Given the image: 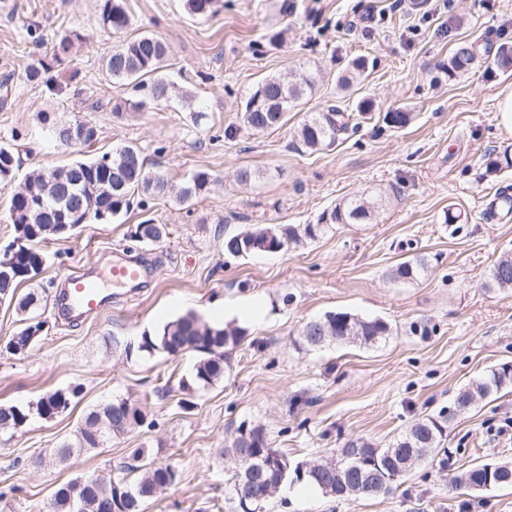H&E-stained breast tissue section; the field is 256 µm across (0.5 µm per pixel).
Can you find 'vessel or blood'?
<instances>
[{
	"label": "vessel or blood",
	"mask_w": 512,
	"mask_h": 512,
	"mask_svg": "<svg viewBox=\"0 0 512 512\" xmlns=\"http://www.w3.org/2000/svg\"><path fill=\"white\" fill-rule=\"evenodd\" d=\"M148 276L146 267L127 261L118 260L105 270H90L69 275L60 295L61 307L76 317L98 314L110 304L112 296L104 290L105 282L119 287L136 288Z\"/></svg>",
	"instance_id": "1"
}]
</instances>
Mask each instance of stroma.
<instances>
[{"label":"stroma","mask_w":512,"mask_h":512,"mask_svg":"<svg viewBox=\"0 0 512 512\" xmlns=\"http://www.w3.org/2000/svg\"><path fill=\"white\" fill-rule=\"evenodd\" d=\"M131 24L118 36L97 23L99 0H8L0 7V145L17 151L16 183L33 170L75 160L41 117L74 114L97 129L93 155L137 146L153 169L180 185L200 171L213 180L192 205L170 194H134L109 224H87L46 246L37 282L22 285L45 322L24 355L0 349V404L24 405L58 390H78L54 419L0 433V512H46L54 491L85 472L106 473L143 449L148 461L181 474L177 487L147 512H233L221 459L226 430L263 426L291 463L330 456L349 441L387 447L414 420L450 407L457 391L490 367L512 362V288L487 287L498 258L512 253V216L487 207L512 167L490 173L486 156L512 152L498 123L497 94L512 70L493 63L512 45V0H220L214 14L191 17L184 0H125ZM82 36L59 63L52 45ZM150 33L169 48L164 74L177 87L166 102L137 109L142 94L107 77L102 59L120 37ZM479 56L465 74L444 67L461 42ZM366 69L349 89L338 76L353 60ZM44 69L28 81L30 66ZM317 83L287 124L254 132L240 119L244 102L267 76L293 80L300 69ZM372 100V112L359 105ZM121 112H114V105ZM334 105L354 129L311 152L296 130ZM410 120L392 126L386 113ZM251 172L240 182L239 171ZM377 202L369 223L334 224L318 239L277 252L226 254L224 239L254 224H314L353 196ZM457 216L445 221L446 213ZM165 225L158 242H136L143 219ZM146 256L154 276L136 296L116 294L100 314L68 323L53 298L63 279L86 264ZM425 259L426 276L393 280L398 263ZM329 311L379 318L390 327L373 347L332 343L313 349L304 325ZM203 321L225 313L246 333L230 371L207 389L194 380L196 357L125 347L186 313ZM146 404L147 425L75 453L54 456L92 408L116 398ZM192 408H185V401ZM512 417V392L477 402L448 428L458 466L511 461L512 437L497 429ZM512 512V488L452 490L426 464L391 495L331 498L284 482L267 512Z\"/></svg>","instance_id":"stroma-1"}]
</instances>
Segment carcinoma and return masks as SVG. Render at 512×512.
Returning a JSON list of instances; mask_svg holds the SVG:
<instances>
[{
	"label": "carcinoma",
	"mask_w": 512,
	"mask_h": 512,
	"mask_svg": "<svg viewBox=\"0 0 512 512\" xmlns=\"http://www.w3.org/2000/svg\"><path fill=\"white\" fill-rule=\"evenodd\" d=\"M218 0H185L187 12L197 18H206L216 12ZM98 24L114 34H120L130 25V16L123 0H101ZM80 34H66L52 47V58L58 62L66 59ZM169 49L157 37L145 34L120 41L103 59L105 72L115 80L125 81L136 88L147 90L146 98L135 103L145 108L171 97L174 84L162 76L164 62ZM477 44L462 42L450 56L445 71L452 78L471 68L477 59ZM316 76L306 71L298 81L288 83L278 77H268L258 83L241 113L244 127L263 131L280 127L288 122V112L294 110L299 101L312 92ZM55 139L61 144L81 150L90 146L96 139V129L88 130L87 139L71 143L61 136L63 123L50 124ZM352 128L350 115L338 107L327 108L309 116L297 131L304 147L316 151L331 145L336 138ZM19 159L13 149L0 146V184L8 185L15 178ZM83 177L81 197L83 208L76 213H64L53 197V178L60 173ZM212 182L211 174L199 172L179 187L169 184L164 175L152 172L148 162L136 146H123L111 153H104L94 159H77L70 164L56 167L48 172H38L24 183L22 192H13L8 207L9 218L14 225L17 248L11 253L0 255L14 269L10 282L0 280V297L13 299L21 285L30 280V273L41 270L46 263L43 246L54 238L66 236L63 223L88 224L101 213L107 219L119 216L130 207L131 195L173 193L181 204H187L200 197ZM374 201L359 196L350 198L324 213L315 224L303 226L293 224L254 225L253 227L224 238V251L235 255L240 246L252 242L268 251H278L290 244L299 245L307 240H315L326 232L330 224H364L371 218ZM165 228L147 219L131 230V236L138 242L156 241L163 237ZM428 271L423 259L407 260L391 270L394 280H416ZM490 287L512 288V254L500 257L489 274ZM347 312H328L323 317L308 322L303 331L302 342L312 348L322 347L332 342L352 343L360 346H373L389 335L390 328L379 318L356 319L354 333L347 330ZM40 322L31 317L25 318L23 327L4 344L11 355L23 354L38 338L34 328ZM244 331L233 326H212L194 313H189L166 323L154 334L142 336L138 347H128L127 353L135 351L149 355L162 350L171 356L193 352L198 354L194 381L201 388H208L224 378L230 369L226 361V348H234L241 343ZM512 389V364L493 366L481 376L461 388L455 399L457 413H465L475 403L482 400H496L501 393ZM76 391H56L45 394L36 402L27 405H0V425L13 430L24 427L29 420L37 417L43 420L55 418L60 411L70 407ZM110 411L90 410L76 429L79 449H95L112 436L127 432L146 421L143 407L134 400L116 399L109 403ZM452 418L438 413L425 416L412 424L401 436L395 438L385 448L351 441L334 450L337 470L320 468L304 471L303 474L291 470L288 457L278 448L271 446L267 433L261 425H250L248 431L238 426L224 440V448L219 452L223 459L234 462L232 475V500L237 512H264L271 500L269 489L282 485L288 478L319 489L322 494L344 499H366L378 495H390L397 491L404 475L396 471L386 472L387 480L378 493L374 485L354 484L346 481L340 484L336 472L350 470H374L373 462L382 460L385 455L412 457L409 468L413 469L434 461L448 467V449L445 448L447 424ZM273 452L281 457L283 467L271 469L260 467L261 459ZM143 450L131 455L130 461L112 471L109 477L96 473H83L70 482L61 485L50 500L51 512H144V504L155 496L158 487L174 486L180 482V474L171 473L172 466L142 463ZM486 464L471 465L450 476L454 490H474V486L487 481ZM78 488L79 507L71 508L68 491Z\"/></svg>",
	"instance_id": "obj_1"
}]
</instances>
